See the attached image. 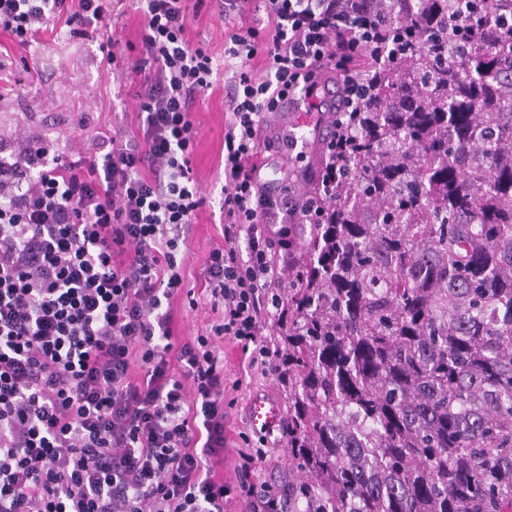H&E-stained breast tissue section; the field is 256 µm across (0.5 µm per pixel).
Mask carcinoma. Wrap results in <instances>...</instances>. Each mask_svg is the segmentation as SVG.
Wrapping results in <instances>:
<instances>
[{
    "label": "carcinoma",
    "mask_w": 512,
    "mask_h": 512,
    "mask_svg": "<svg viewBox=\"0 0 512 512\" xmlns=\"http://www.w3.org/2000/svg\"><path fill=\"white\" fill-rule=\"evenodd\" d=\"M395 2L288 244V512H512V40L483 0Z\"/></svg>",
    "instance_id": "cac0c4a2"
}]
</instances>
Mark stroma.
<instances>
[{
    "label": "stroma",
    "mask_w": 512,
    "mask_h": 512,
    "mask_svg": "<svg viewBox=\"0 0 512 512\" xmlns=\"http://www.w3.org/2000/svg\"><path fill=\"white\" fill-rule=\"evenodd\" d=\"M224 22L201 11L190 24L193 41L203 43L216 64L224 62ZM0 134L9 137L39 134L58 142L70 154L95 153L101 129L126 133L134 126V103L119 94L125 80L121 70L108 66L97 42L66 33H39L31 46L19 48L0 32ZM24 80L26 91L15 95L10 82ZM299 112L271 114L269 122L280 139L264 158L263 181L286 185L292 192L310 191L319 176L318 154L296 156L288 147L289 130ZM196 139L192 162L203 205L195 215L186 243L185 276L189 294L177 301L179 337L196 335L211 318L210 303L202 290L203 262L208 251L223 243L224 215L220 209L224 187V88L216 86L203 96L193 114ZM224 352V405L228 413V446L224 452V480L235 484L238 451L262 449L265 466L254 471L256 488L287 484L294 472L288 461V445L280 433L263 434L253 429L248 409L262 394L287 407L288 397L276 377L250 366L248 356L234 343L220 344Z\"/></svg>",
    "instance_id": "35a3bbf8"
}]
</instances>
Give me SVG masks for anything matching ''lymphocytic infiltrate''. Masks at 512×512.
<instances>
[{
	"mask_svg": "<svg viewBox=\"0 0 512 512\" xmlns=\"http://www.w3.org/2000/svg\"><path fill=\"white\" fill-rule=\"evenodd\" d=\"M126 0H0V31L23 47L40 30L98 42L130 71L133 135H102L72 156L41 136H0V512H288L256 491L262 452L224 465L228 340L251 366L278 372L258 339L288 308L291 268L273 253L280 215L310 224V196L271 189L262 159L275 141L265 115L331 91L322 181L334 175L343 115L391 52L387 0H208L223 19L224 242L205 258L218 316L175 339L181 251L201 203L192 112L214 86L213 57L188 37L190 0H138L137 54L120 50L113 18Z\"/></svg>",
	"mask_w": 512,
	"mask_h": 512,
	"instance_id": "1",
	"label": "lymphocytic infiltrate"
}]
</instances>
